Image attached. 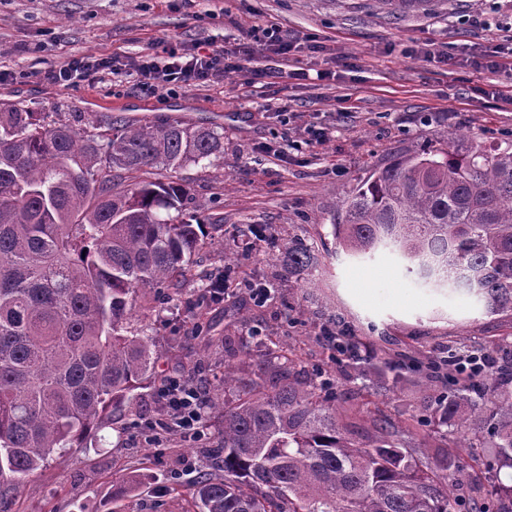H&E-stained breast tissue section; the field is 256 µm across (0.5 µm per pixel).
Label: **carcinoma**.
Masks as SVG:
<instances>
[{"label": "carcinoma", "mask_w": 512, "mask_h": 512, "mask_svg": "<svg viewBox=\"0 0 512 512\" xmlns=\"http://www.w3.org/2000/svg\"><path fill=\"white\" fill-rule=\"evenodd\" d=\"M224 154L212 126L108 124L95 134L0 102V501L49 459L82 448L99 420L125 413L152 380L155 337L125 335L142 290L186 278L204 225L168 216L187 197L175 181L117 192L112 171L176 169ZM332 235L351 256H397L435 288H463L485 311L512 319V143L462 150L444 135L390 157L330 205ZM290 272H310L315 248L290 246ZM245 381L224 368L220 465L201 473L198 512H512V361L479 403L457 388L455 356L429 366L446 391L432 423L465 428L471 468L487 466L485 494H456L454 448L429 457L401 424L366 410L363 443L338 418L318 376L293 371L275 343ZM494 460L484 463L485 449Z\"/></svg>", "instance_id": "carcinoma-1"}]
</instances>
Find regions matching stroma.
<instances>
[{
  "label": "stroma",
  "mask_w": 512,
  "mask_h": 512,
  "mask_svg": "<svg viewBox=\"0 0 512 512\" xmlns=\"http://www.w3.org/2000/svg\"><path fill=\"white\" fill-rule=\"evenodd\" d=\"M257 26L274 28L292 51L245 59ZM511 30L512 0H0V71L9 75L0 102L90 133L111 120L222 127V158L171 175L188 191L186 209L204 207L209 223L192 275L169 301L144 295L127 319L155 336L157 376L178 372L215 392L225 366L256 370L277 339L306 370H326L337 398L356 392L348 414L368 394L393 422L426 420L440 383L423 390L405 369L396 386L379 363L473 354L498 366L512 350V321L460 290L405 277L396 257L350 256L333 240L328 206L394 153L442 135L464 146L512 140V67L479 65ZM160 41L210 44L242 68L141 91L132 63ZM428 45L437 55L421 56ZM115 55L122 70L97 75L95 86L54 81L68 62ZM255 66L267 78L252 80ZM291 242L318 248L311 273L283 267ZM228 250L237 254L229 270ZM221 277L231 297L200 303L201 288ZM251 282L270 288L265 305L250 300ZM328 326L365 353L334 350L322 334ZM157 389L138 390L124 417L104 418L95 442L43 467L0 512H193L192 482L214 465L216 417L208 415L202 438L170 432L150 442ZM119 473L131 491L118 493Z\"/></svg>",
  "instance_id": "obj_1"
}]
</instances>
